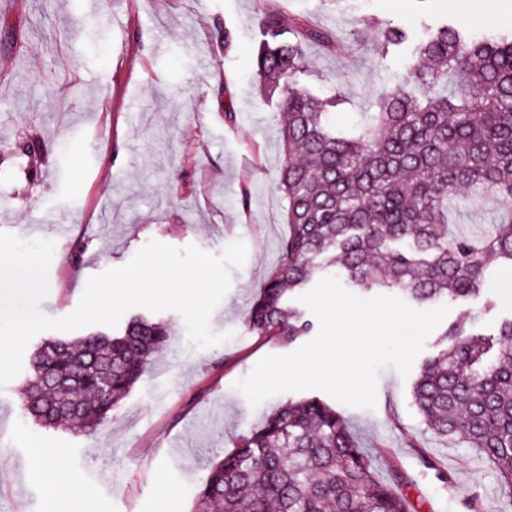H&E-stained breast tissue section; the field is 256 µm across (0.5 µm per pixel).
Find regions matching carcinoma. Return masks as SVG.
<instances>
[{"label": "carcinoma", "mask_w": 512, "mask_h": 512, "mask_svg": "<svg viewBox=\"0 0 512 512\" xmlns=\"http://www.w3.org/2000/svg\"><path fill=\"white\" fill-rule=\"evenodd\" d=\"M408 40L402 27L382 31L385 48ZM310 42L335 48L329 31L304 19L289 29L278 10L266 11L257 83L280 116L275 189L288 236L246 316L248 330L309 334L313 323L292 296L321 269H336L350 287L386 288L418 304L477 301L489 265L512 264V212L476 239L448 234V207L512 198V33L476 38L446 24L427 30L402 82L382 89L378 111L349 133L332 122L336 99L300 83ZM476 321L472 310L446 328V346L421 368L413 397L435 436H461L495 465L500 512H512V318L496 344ZM167 336L163 322L137 316L116 334L42 341L23 386L24 411L49 427L99 426ZM405 485L397 472L389 481L375 476L336 408L290 400L212 465L194 512H419Z\"/></svg>", "instance_id": "obj_1"}]
</instances>
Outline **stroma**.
I'll list each match as a JSON object with an SVG mask.
<instances>
[{"mask_svg":"<svg viewBox=\"0 0 512 512\" xmlns=\"http://www.w3.org/2000/svg\"><path fill=\"white\" fill-rule=\"evenodd\" d=\"M270 7L286 24L304 19L334 34V51L307 46L300 81L340 96V129L359 126L411 61L409 48L382 50L381 26L414 36L443 23L475 36L512 31V0H357L349 10L333 0H0V232L54 241L40 312L70 315L90 277L124 266L152 240L214 255L237 240L247 247L210 318L232 339L197 348L178 312H157L172 333L168 349L96 430L35 424L23 411L24 375L0 389V512H158L164 496L176 512H192L211 464L265 410L313 397L286 391L254 408L233 387L263 357L303 344L253 335L245 324L288 234L272 189L276 109L256 85ZM246 182L254 195L245 209ZM80 244L86 250L71 265ZM511 276L505 263L489 270L477 305L484 334L512 317L500 286ZM414 381L384 368L375 409L341 408L376 475L401 472L422 512H498L496 469L466 442L445 444L427 430ZM45 448L57 449L48 464L66 484L52 488L35 474ZM429 458L449 482L426 468Z\"/></svg>","mask_w":512,"mask_h":512,"instance_id":"1","label":"stroma"}]
</instances>
